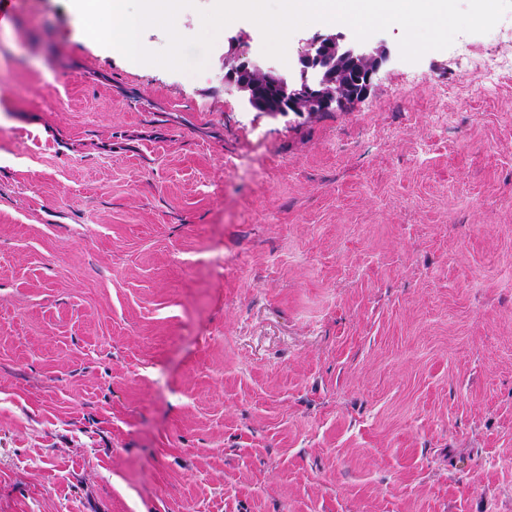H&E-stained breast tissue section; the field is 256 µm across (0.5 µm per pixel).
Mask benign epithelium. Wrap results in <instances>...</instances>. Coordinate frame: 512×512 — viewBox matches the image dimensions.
I'll list each match as a JSON object with an SVG mask.
<instances>
[{
  "label": "benign epithelium",
  "mask_w": 512,
  "mask_h": 512,
  "mask_svg": "<svg viewBox=\"0 0 512 512\" xmlns=\"http://www.w3.org/2000/svg\"><path fill=\"white\" fill-rule=\"evenodd\" d=\"M387 60L382 47L369 50L342 34L317 33L298 57L297 74L285 77L231 44L224 54V81L236 88L247 109L271 116L328 112L366 95ZM346 64L354 68V81L340 91L336 74Z\"/></svg>",
  "instance_id": "benign-epithelium-1"
}]
</instances>
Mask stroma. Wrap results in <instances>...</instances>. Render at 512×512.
Wrapping results in <instances>:
<instances>
[{"instance_id":"1","label":"stroma","mask_w":512,"mask_h":512,"mask_svg":"<svg viewBox=\"0 0 512 512\" xmlns=\"http://www.w3.org/2000/svg\"><path fill=\"white\" fill-rule=\"evenodd\" d=\"M273 118L0 7V512H512V10ZM473 69L486 76L497 78L512 75V56L489 52L473 59Z\"/></svg>"}]
</instances>
